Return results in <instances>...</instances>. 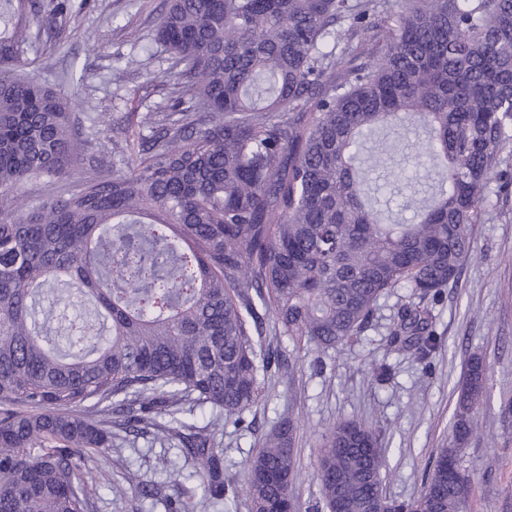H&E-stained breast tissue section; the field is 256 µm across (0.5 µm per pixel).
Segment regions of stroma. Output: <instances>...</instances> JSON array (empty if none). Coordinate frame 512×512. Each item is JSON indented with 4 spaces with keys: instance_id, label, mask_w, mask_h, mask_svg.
Returning a JSON list of instances; mask_svg holds the SVG:
<instances>
[{
    "instance_id": "stroma-1",
    "label": "stroma",
    "mask_w": 512,
    "mask_h": 512,
    "mask_svg": "<svg viewBox=\"0 0 512 512\" xmlns=\"http://www.w3.org/2000/svg\"><path fill=\"white\" fill-rule=\"evenodd\" d=\"M165 7L166 0H92L61 30L42 32L38 52L29 54V76L83 100L79 118L100 117V135L88 154H111L113 140L136 129L137 118L166 111L174 71L152 42ZM74 64L85 69L78 82L69 76ZM405 294L398 288L381 298L360 341L336 351L298 352L287 337H270L290 367L269 375L263 401L248 412L254 431L238 429L207 406L181 410V418L201 425L218 422L215 446L224 452L225 485L243 489L262 436L289 413L301 420L290 484L301 512H313L319 500L316 468L326 430L348 419L372 423L389 450L386 496H418L438 452L451 444L458 382L466 361L477 355L488 369L486 395L479 425L460 449L474 477L471 512H512V411L504 409L512 401V176L489 185L472 254L458 283L432 307L437 347L423 362L387 346ZM373 363L385 365L383 375H372ZM119 458L125 468L114 467ZM100 462L112 485L99 488L96 512H168L164 502L141 498L142 483L163 485L168 496L194 502L195 512H213L200 499L193 460L176 442L140 435L107 449Z\"/></svg>"
}]
</instances>
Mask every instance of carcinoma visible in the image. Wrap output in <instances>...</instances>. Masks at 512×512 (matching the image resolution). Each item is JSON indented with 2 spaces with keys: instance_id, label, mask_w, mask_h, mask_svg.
<instances>
[{
  "instance_id": "cac0c4a2",
  "label": "carcinoma",
  "mask_w": 512,
  "mask_h": 512,
  "mask_svg": "<svg viewBox=\"0 0 512 512\" xmlns=\"http://www.w3.org/2000/svg\"><path fill=\"white\" fill-rule=\"evenodd\" d=\"M87 2L0 0V512H92L110 483L96 453L149 429L198 462L203 499L238 512L212 428L179 406L252 427L261 377L285 366L263 336L349 345L395 288L408 295L390 346L428 357V304L458 280L512 146V0H169L154 37L176 70L168 111L71 186L94 132L24 67L41 30ZM411 126L434 185L405 224L370 194L388 154L368 143ZM28 184L52 194L28 209ZM49 282L65 306L78 285L107 333L83 324L64 350L43 334L33 298ZM486 382L471 359L454 447L408 501L383 492L376 428L332 425L317 472L327 512H468L458 446ZM299 429L280 417L248 461L247 512L299 508Z\"/></svg>"
}]
</instances>
